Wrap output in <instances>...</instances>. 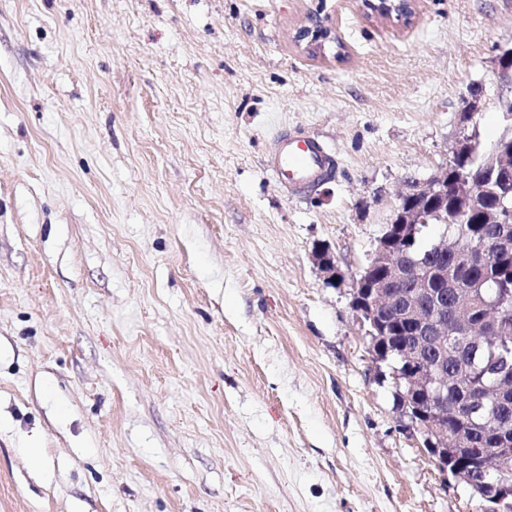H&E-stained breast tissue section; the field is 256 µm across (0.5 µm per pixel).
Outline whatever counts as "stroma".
<instances>
[{"instance_id": "35a3bbf8", "label": "stroma", "mask_w": 512, "mask_h": 512, "mask_svg": "<svg viewBox=\"0 0 512 512\" xmlns=\"http://www.w3.org/2000/svg\"><path fill=\"white\" fill-rule=\"evenodd\" d=\"M340 45L292 35L316 9ZM512 0H0V512H483L403 427L349 306ZM303 127L336 155L266 172ZM335 254L325 284L311 251ZM38 447L41 466L25 450ZM405 1H408L410 3V8L412 9L413 14H414L415 13V3L417 2L416 0H376V1L363 0L362 3H363L364 8L367 10V12H366L367 16L374 15V17L381 19V20L393 21V22L396 20L397 22H400L401 20L404 21V18L399 17L398 13L395 14V16H393V11H394L393 6L395 7V10H398L400 5ZM367 5L370 6L372 9L369 10L367 8ZM336 166L321 140L304 129L280 135L271 145L267 171L280 187L292 192L314 188Z\"/></svg>"}]
</instances>
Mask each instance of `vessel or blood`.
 <instances>
[{"instance_id": "obj_1", "label": "vessel or blood", "mask_w": 512, "mask_h": 512, "mask_svg": "<svg viewBox=\"0 0 512 512\" xmlns=\"http://www.w3.org/2000/svg\"><path fill=\"white\" fill-rule=\"evenodd\" d=\"M335 166L336 159L323 142L298 129L272 143L267 170L280 187L305 192L327 177Z\"/></svg>"}]
</instances>
